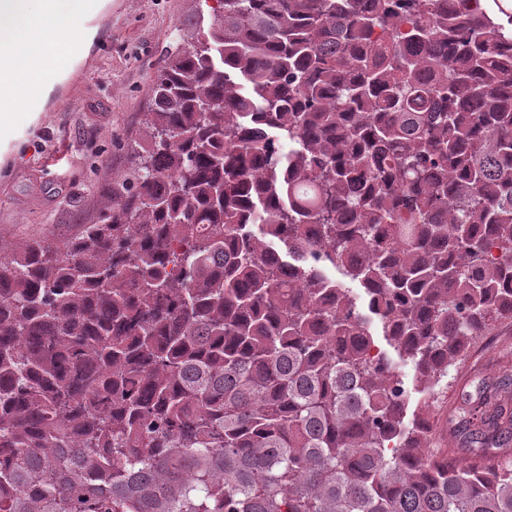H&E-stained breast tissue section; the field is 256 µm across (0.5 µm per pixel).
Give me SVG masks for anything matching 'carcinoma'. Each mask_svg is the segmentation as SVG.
<instances>
[{"instance_id":"cac0c4a2","label":"carcinoma","mask_w":512,"mask_h":512,"mask_svg":"<svg viewBox=\"0 0 512 512\" xmlns=\"http://www.w3.org/2000/svg\"><path fill=\"white\" fill-rule=\"evenodd\" d=\"M217 2L124 193L0 255V512H512V464L449 462L426 415L512 324V29L482 0ZM455 414L499 445L507 380Z\"/></svg>"}]
</instances>
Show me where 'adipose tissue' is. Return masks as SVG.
I'll return each mask as SVG.
<instances>
[{"instance_id": "obj_1", "label": "adipose tissue", "mask_w": 512, "mask_h": 512, "mask_svg": "<svg viewBox=\"0 0 512 512\" xmlns=\"http://www.w3.org/2000/svg\"><path fill=\"white\" fill-rule=\"evenodd\" d=\"M94 0H0L14 19L0 34V131L9 127L15 106L31 110L44 100L58 68L57 51L74 56L85 41L78 20Z\"/></svg>"}]
</instances>
